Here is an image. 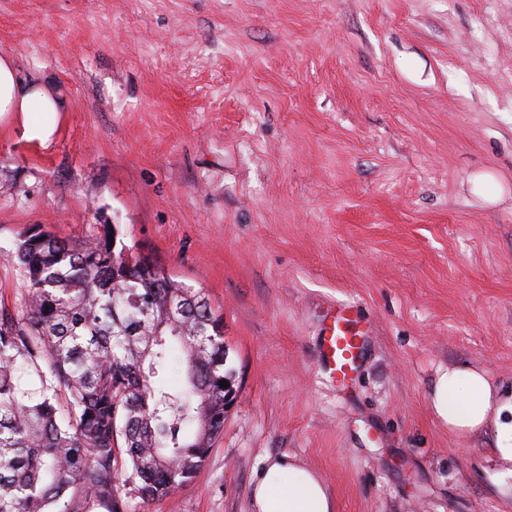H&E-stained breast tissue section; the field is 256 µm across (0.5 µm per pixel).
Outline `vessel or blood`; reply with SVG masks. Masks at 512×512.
Wrapping results in <instances>:
<instances>
[{
	"label": "vessel or blood",
	"mask_w": 512,
	"mask_h": 512,
	"mask_svg": "<svg viewBox=\"0 0 512 512\" xmlns=\"http://www.w3.org/2000/svg\"><path fill=\"white\" fill-rule=\"evenodd\" d=\"M329 317L331 323L321 344V365L331 377L343 381L357 368L366 329L346 307L331 310Z\"/></svg>",
	"instance_id": "b4317fda"
}]
</instances>
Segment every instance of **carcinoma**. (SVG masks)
I'll use <instances>...</instances> for the list:
<instances>
[{"label":"carcinoma","instance_id":"1","mask_svg":"<svg viewBox=\"0 0 512 512\" xmlns=\"http://www.w3.org/2000/svg\"><path fill=\"white\" fill-rule=\"evenodd\" d=\"M110 235L36 228L16 245L21 299L0 305V512H136L191 482L224 431L223 317Z\"/></svg>","mask_w":512,"mask_h":512}]
</instances>
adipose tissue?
<instances>
[{
  "instance_id": "obj_1",
  "label": "adipose tissue",
  "mask_w": 512,
  "mask_h": 512,
  "mask_svg": "<svg viewBox=\"0 0 512 512\" xmlns=\"http://www.w3.org/2000/svg\"><path fill=\"white\" fill-rule=\"evenodd\" d=\"M63 102L47 86L21 78L11 57L0 55V125L26 146L46 149L57 139ZM429 400L435 414L460 433L492 430L502 461L512 464V394H503L481 370L438 373ZM254 512H334L318 473L290 458L268 460L254 480Z\"/></svg>"
}]
</instances>
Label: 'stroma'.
Wrapping results in <instances>:
<instances>
[{
	"mask_svg": "<svg viewBox=\"0 0 512 512\" xmlns=\"http://www.w3.org/2000/svg\"><path fill=\"white\" fill-rule=\"evenodd\" d=\"M0 54L64 103L49 149L0 135V303L30 229L114 225L224 317V431L140 512H253L283 456L336 512H512L492 434L428 398L448 367L512 390V0H0ZM329 317L331 323L325 329L327 335L323 336L321 344V366L331 377L343 381L357 369L366 329L347 307L333 308Z\"/></svg>",
	"mask_w": 512,
	"mask_h": 512,
	"instance_id": "obj_1",
	"label": "stroma"
}]
</instances>
